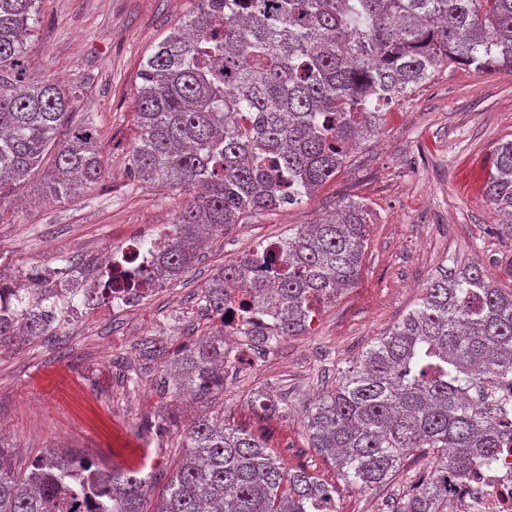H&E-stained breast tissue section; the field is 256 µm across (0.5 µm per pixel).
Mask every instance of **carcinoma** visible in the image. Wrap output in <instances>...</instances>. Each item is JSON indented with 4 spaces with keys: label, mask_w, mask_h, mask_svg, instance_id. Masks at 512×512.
Wrapping results in <instances>:
<instances>
[{
    "label": "carcinoma",
    "mask_w": 512,
    "mask_h": 512,
    "mask_svg": "<svg viewBox=\"0 0 512 512\" xmlns=\"http://www.w3.org/2000/svg\"><path fill=\"white\" fill-rule=\"evenodd\" d=\"M41 23V0H0V212L10 194L44 171L45 193L65 201L104 177L98 131L70 124L79 86L27 76V39ZM448 62L477 71L512 70V0H195L142 65L131 168L153 187L198 189L164 233L157 263L121 279L114 263L32 265L19 283L0 271V350L51 336L69 316L72 295L159 289L180 279L207 239L249 216L293 205L336 177L353 147L380 129L384 107ZM487 199L512 218V139L498 143L484 184ZM369 216L348 202L279 240L280 281L250 278L258 250L217 271L202 290L216 320L208 334L164 360L162 391L201 398L224 390L234 367L224 352V309L243 288L269 328L244 307L238 335L268 350L309 327L318 306L358 278ZM260 416L288 411L270 392L252 393ZM312 447L351 486L392 482L413 448L434 457L400 512H447L448 480L494 460L512 445V290L479 265L443 274L418 306L342 372L305 415ZM186 452L163 491L147 504L152 473L114 471L62 448L15 470L0 436V512H336V487L289 469L265 441L219 414L184 432Z\"/></svg>",
    "instance_id": "carcinoma-1"
}]
</instances>
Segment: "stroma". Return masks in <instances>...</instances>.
Masks as SVG:
<instances>
[{
	"label": "stroma",
	"mask_w": 512,
	"mask_h": 512,
	"mask_svg": "<svg viewBox=\"0 0 512 512\" xmlns=\"http://www.w3.org/2000/svg\"><path fill=\"white\" fill-rule=\"evenodd\" d=\"M191 8L190 0H43L28 76L82 85L81 109L100 135L105 175L60 202L44 196L37 176L20 189L0 217V270L8 276L32 265L56 268L65 258H120L132 241L163 230L185 203L184 193L136 182L129 158L141 62ZM385 112L373 141L311 198L255 214L214 238L200 264L141 306L102 305L64 321L56 335L0 352V422L16 470L62 446L104 468L153 472L157 494L184 453L183 420L221 413L262 436L288 467L335 485L338 512H396L405 487L348 486L311 448L305 409L444 270L477 264L499 287L512 288V233L483 190L494 148L512 138V71L485 74L452 63ZM351 200L371 218L360 276L319 309L303 335L253 355L229 370L223 391L191 403L157 391L154 369L140 371L137 385L125 383L128 370H140L145 341L176 347L209 331L199 298L218 269ZM259 388L287 402V413L255 415L247 400ZM163 418L168 424L157 430Z\"/></svg>",
	"instance_id": "1"
}]
</instances>
